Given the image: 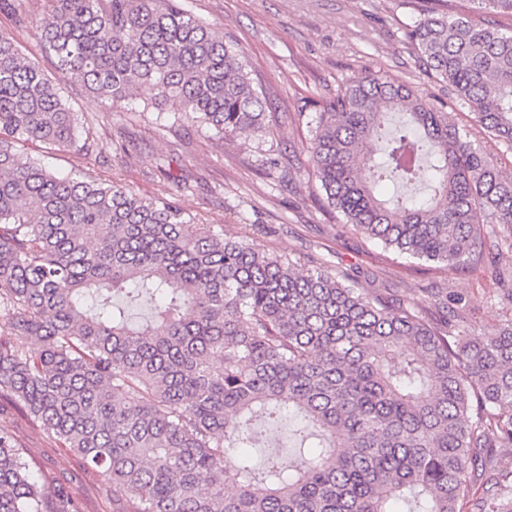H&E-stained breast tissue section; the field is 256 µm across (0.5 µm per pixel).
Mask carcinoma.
<instances>
[{"instance_id":"cac0c4a2","label":"carcinoma","mask_w":512,"mask_h":512,"mask_svg":"<svg viewBox=\"0 0 512 512\" xmlns=\"http://www.w3.org/2000/svg\"><path fill=\"white\" fill-rule=\"evenodd\" d=\"M48 77L0 31V398L112 482V512H512V321L478 343L324 265L226 239L111 180L59 177L19 143L87 153L63 94L222 141L278 122L243 51L182 0H48ZM408 37L456 106L512 148V0H454ZM306 148L327 209L413 260L476 270L512 181L455 113L380 74L319 105ZM297 421L296 457L250 448ZM240 452L231 464L229 452ZM0 512H79L0 425Z\"/></svg>"}]
</instances>
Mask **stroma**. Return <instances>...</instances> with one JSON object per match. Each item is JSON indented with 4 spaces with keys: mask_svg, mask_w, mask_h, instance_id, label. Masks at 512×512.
<instances>
[{
    "mask_svg": "<svg viewBox=\"0 0 512 512\" xmlns=\"http://www.w3.org/2000/svg\"><path fill=\"white\" fill-rule=\"evenodd\" d=\"M184 6L239 44L253 78L281 115L278 125L223 143L190 123L145 111L151 98L147 89L112 110L74 89L70 103L92 128L96 150L85 155L31 144L28 152L57 172L80 171L118 182L147 200L175 202L195 223L214 225L224 236L251 235L281 254L326 264L357 287L414 302L426 318H449L470 339L492 335L512 319V305L499 297L501 281L512 279V250L499 251L476 271L430 270L351 231L312 197L306 118L315 103L377 73L418 90L435 106L450 108L447 85L424 73L406 36L423 0H184ZM24 9V26L0 13V30L11 33L44 71L54 73L40 46L47 0H24ZM166 162L184 186L158 173ZM436 288L448 291L447 311L429 303L428 293ZM1 422L14 432L45 491L66 485L80 512H107L112 486L99 472L4 399Z\"/></svg>",
    "mask_w": 512,
    "mask_h": 512,
    "instance_id": "stroma-1",
    "label": "stroma"
}]
</instances>
